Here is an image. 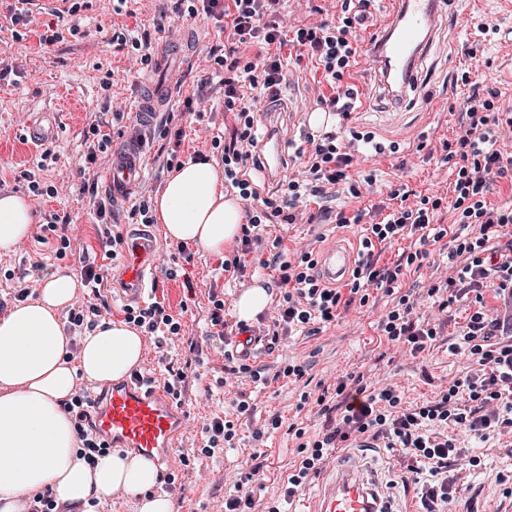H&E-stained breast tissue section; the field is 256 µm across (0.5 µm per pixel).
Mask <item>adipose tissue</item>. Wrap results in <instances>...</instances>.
Returning <instances> with one entry per match:
<instances>
[{
	"mask_svg": "<svg viewBox=\"0 0 512 512\" xmlns=\"http://www.w3.org/2000/svg\"><path fill=\"white\" fill-rule=\"evenodd\" d=\"M153 214L171 240L208 252L223 251L243 231L240 201L217 190L207 159H190L167 177ZM34 215L16 194L0 196V251L23 242ZM80 283L59 268L43 278L36 301L15 304L0 317V512H31L50 493L71 512H98L115 492L135 500L138 512H174L155 464L119 448H87L67 411L80 383L126 376L142 356L143 335L125 322H102L80 339L70 362V338L57 315Z\"/></svg>",
	"mask_w": 512,
	"mask_h": 512,
	"instance_id": "adipose-tissue-1",
	"label": "adipose tissue"
}]
</instances>
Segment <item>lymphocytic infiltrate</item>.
<instances>
[{"label": "lymphocytic infiltrate", "instance_id": "f902f5d3", "mask_svg": "<svg viewBox=\"0 0 512 512\" xmlns=\"http://www.w3.org/2000/svg\"><path fill=\"white\" fill-rule=\"evenodd\" d=\"M200 2L203 13L222 22L236 46L259 48L247 62L240 61L234 49L214 58L224 69L218 80L224 109L234 113L238 122L224 143V184L236 190L241 200L253 202L261 198L250 172L263 166V147L253 127V114L259 102L266 100L274 106L280 100L288 75L282 47L290 39L307 47L332 81L331 95L321 96L319 105L344 118L360 101L356 86L340 81L358 49L344 26L322 22L286 33L275 19L279 0ZM497 125L498 118L492 113L469 108L461 116L457 141L461 148L469 149L473 162L471 167H460L455 190L460 197H473L474 203L457 221L459 229L452 234L457 245L448 252L445 277L426 290L437 308L435 315L423 316L417 300L395 296L392 285L402 267L380 264L375 252L379 243L387 245L414 236L424 246L444 236L443 231L432 228L428 208L408 204L404 193L390 192L396 208L375 206L376 219L370 224L369 236L361 241L349 292L321 284L310 271L282 273L281 283L288 291L278 318L289 329L300 331L309 324L336 321L360 291L372 287L396 297V304L381 322V331L389 342L414 357L430 349L444 312L454 304H468L470 311L457 327L450 350L464 356L471 368L435 398L407 406L392 385L370 390L355 375L339 380L333 425L322 439L298 444L285 489L278 499L267 503L264 512H282L283 504L322 469L331 450L349 448L361 440L397 452L403 468L415 476L422 512H443L458 491L448 469L463 456V448L512 432V238L503 239L501 233L502 228L512 227V203L494 207L485 201L495 180L512 171V155L504 156L496 147ZM363 142L375 153L386 150L369 134L352 133L343 145L329 132L308 135L307 159L300 176L279 180L281 200L265 201L271 217L295 223L299 203L312 198L321 205L319 219L331 216L342 225L362 223L363 211L334 213L326 203L335 197L337 186L348 182V170ZM488 294L495 299V306H486ZM462 394L467 395L470 408L459 407L457 399Z\"/></svg>", "mask_w": 512, "mask_h": 512}]
</instances>
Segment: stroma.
Returning a JSON list of instances; mask_svg holds the SVG:
<instances>
[{"instance_id": "35a3bbf8", "label": "stroma", "mask_w": 512, "mask_h": 512, "mask_svg": "<svg viewBox=\"0 0 512 512\" xmlns=\"http://www.w3.org/2000/svg\"><path fill=\"white\" fill-rule=\"evenodd\" d=\"M195 3L185 0V10L177 12L171 0H87L75 15L57 20L51 14L56 0H32L30 22L18 39L11 17L19 2L0 0V195L25 197L35 214L29 237L12 252L0 251V303L12 307L22 281L30 286V299H38L41 282L32 268L37 261L47 269L67 268L76 275L86 261L108 270L100 288L77 289L69 313L60 316L74 351L89 327L126 320L133 306L159 303L155 319L166 327L164 341L159 344L154 336H145L137 371L162 385L171 382L175 369L187 366L193 372L187 390L173 398L186 419L175 447L164 450L157 466L162 488L171 496L174 512H224L225 498L257 450L266 457L260 496L279 495L295 456L293 428L303 429L307 440L322 438L329 417L318 400L333 396L338 378L360 373L365 382L394 385L404 401L420 402L446 389L464 371L466 361L449 353L452 331L447 327L429 351L415 358L388 344L378 327L388 307L374 290L364 305H353L317 334L284 332L275 348L253 345L245 370L227 375L224 342L215 337L210 323L214 308H221L228 329H235L236 299L249 283L263 285L269 303L250 326L266 334L274 328L275 310L285 295L277 270L266 267V260L275 255L281 264L300 271L318 261L327 246L359 251L365 227L265 224L262 249L247 255L237 241L214 254L167 239L152 214L131 213L133 205L151 203L167 178L154 162L163 142L156 127L143 131L148 158L130 201L110 205L107 223H99L94 201L108 197L102 183L112 146L134 130L135 109L147 87L167 79L156 58L166 37L180 42L167 109L174 112L173 124L182 137L170 163L205 156L216 173L224 171V130L236 122L225 112L221 93H214V105L206 111L184 115L179 107L218 69L210 55L219 42L218 27L212 19L190 14ZM283 12L298 26L344 21L339 0H285ZM51 23L61 39L49 44L41 37ZM282 53L289 60L282 105L255 121L269 123L285 141L280 171L286 174L299 165L292 147L307 133L303 113L314 108L330 86L305 47L291 42ZM349 73L361 105L349 119H334V134L345 139L353 130L369 133L388 150L349 171L356 185L374 175L373 192L357 198L337 192L333 211L353 214L401 188L408 191L410 202L429 199L435 206L434 224L447 227L454 219L458 167L443 163L442 145L455 142L463 105L472 104L481 112H503L512 105V0H478L465 5L455 22L440 20L417 66L416 89L402 109L386 107L380 100L375 75L364 60H356ZM36 119L49 132L42 144L26 137L27 125ZM94 124L99 135H106V143L91 134ZM94 182L99 190L93 194L89 187ZM110 224L124 240L147 234L155 240L148 262L153 286L139 304L127 302L119 289L127 249L111 247L105 235ZM409 252L405 239L381 256L385 262L404 259L394 284L402 294L427 287L437 276L432 264L418 268L407 263ZM74 315L79 323H71ZM297 366L303 369L299 379L289 373ZM240 400L247 402V411L231 416L232 403ZM228 416L234 422L229 440L213 431L214 424ZM482 453L484 468L464 483L448 512H512V499L502 497L499 484L500 479H512V433L488 441ZM366 458L397 505L418 508L413 476L392 452L373 448Z\"/></svg>"}]
</instances>
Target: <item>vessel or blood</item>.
Returning a JSON list of instances; mask_svg holds the SVG:
<instances>
[{"mask_svg": "<svg viewBox=\"0 0 512 512\" xmlns=\"http://www.w3.org/2000/svg\"><path fill=\"white\" fill-rule=\"evenodd\" d=\"M457 0H391L390 22L374 52L369 53L371 69L381 82L398 81L408 88L413 65L432 41L439 17L451 15ZM139 136L113 146L105 186L114 202L129 198L142 170L143 156ZM153 250L147 239L135 238L130 251L137 263L123 276L128 298L138 299L149 286L144 259ZM353 262L352 256L338 247L329 248L321 262L322 277H344ZM184 420L181 408L175 407L165 391L145 386L130 376L113 383L98 398L91 418L93 431L109 444L134 451L135 455L153 460L160 451L173 447ZM322 512H400L386 493L378 477L353 461L343 465L329 485Z\"/></svg>", "mask_w": 512, "mask_h": 512, "instance_id": "1", "label": "vessel or blood"}]
</instances>
